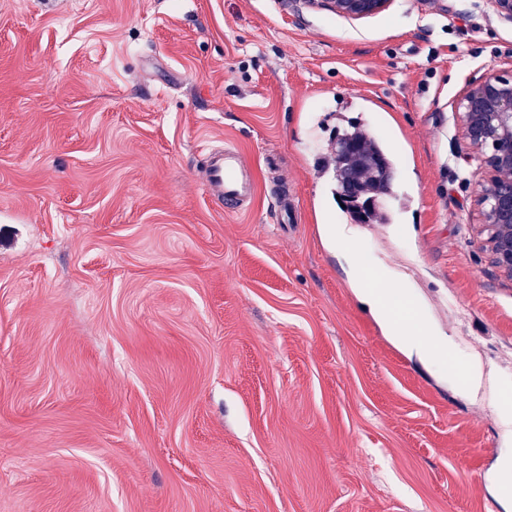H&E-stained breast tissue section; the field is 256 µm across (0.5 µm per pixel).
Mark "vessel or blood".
I'll return each mask as SVG.
<instances>
[{
	"mask_svg": "<svg viewBox=\"0 0 512 512\" xmlns=\"http://www.w3.org/2000/svg\"><path fill=\"white\" fill-rule=\"evenodd\" d=\"M205 185L223 202L226 210L244 209L254 196L239 152L232 147L212 154L204 172Z\"/></svg>",
	"mask_w": 512,
	"mask_h": 512,
	"instance_id": "obj_1",
	"label": "vessel or blood"
}]
</instances>
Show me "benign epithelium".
Segmentation results:
<instances>
[{
	"label": "benign epithelium",
	"mask_w": 512,
	"mask_h": 512,
	"mask_svg": "<svg viewBox=\"0 0 512 512\" xmlns=\"http://www.w3.org/2000/svg\"><path fill=\"white\" fill-rule=\"evenodd\" d=\"M492 7L512 23V0H468ZM349 20L387 10L393 0H308ZM454 111L467 158L484 172L475 199L483 245L494 265L512 276V69L487 72L457 98Z\"/></svg>",
	"instance_id": "obj_1"
}]
</instances>
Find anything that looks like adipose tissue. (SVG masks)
Instances as JSON below:
<instances>
[{
    "instance_id": "obj_1",
    "label": "adipose tissue",
    "mask_w": 512,
    "mask_h": 512,
    "mask_svg": "<svg viewBox=\"0 0 512 512\" xmlns=\"http://www.w3.org/2000/svg\"><path fill=\"white\" fill-rule=\"evenodd\" d=\"M330 235L334 238L338 249L344 250L349 265L350 281L358 291L360 301L367 306L372 314L379 319L388 329L389 334L398 341L405 350L417 356L421 361L435 363L440 361L445 348L433 338V330L425 318H417L414 325L402 322L393 312L387 302L388 296L410 298L411 291L408 282L403 280L393 281L387 295H380L370 287L361 266L353 252L347 251L346 245L350 240V234L346 229L330 228Z\"/></svg>"
}]
</instances>
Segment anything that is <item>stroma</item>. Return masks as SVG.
I'll return each instance as SVG.
<instances>
[{
    "instance_id": "obj_1",
    "label": "stroma",
    "mask_w": 512,
    "mask_h": 512,
    "mask_svg": "<svg viewBox=\"0 0 512 512\" xmlns=\"http://www.w3.org/2000/svg\"><path fill=\"white\" fill-rule=\"evenodd\" d=\"M510 66L512 23L465 0H0V512H512V277L453 109ZM351 120L394 170L351 244L413 277L442 362L320 233ZM227 146L245 212L204 183ZM349 20L368 18L387 10L393 0H306ZM325 230L334 238L337 249L343 251L346 257L350 282L354 288H357L360 301L387 327L389 334L410 355L417 356L423 362L435 363L443 359L445 348L432 337L435 336L434 332L429 322L420 314L417 305L414 304L417 320L410 326L402 322L387 303L389 296L403 297L412 301V293L409 289L412 286L404 280H395L390 284L388 292L384 296L380 295L370 287L356 255L346 246L350 240L349 231L345 227L337 230L331 225H325Z\"/></svg>"
}]
</instances>
